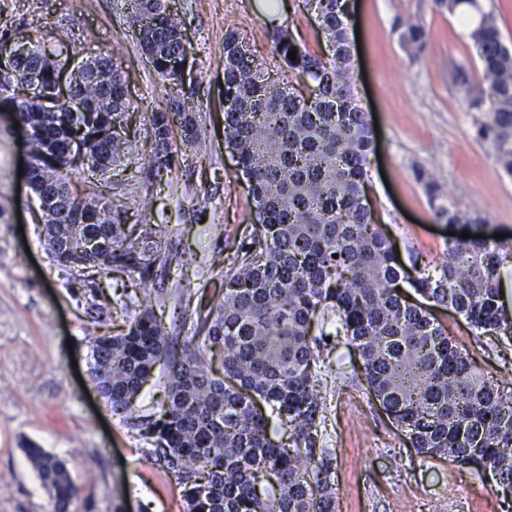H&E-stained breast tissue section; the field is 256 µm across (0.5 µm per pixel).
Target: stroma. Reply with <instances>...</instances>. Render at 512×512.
I'll use <instances>...</instances> for the list:
<instances>
[{"mask_svg": "<svg viewBox=\"0 0 512 512\" xmlns=\"http://www.w3.org/2000/svg\"><path fill=\"white\" fill-rule=\"evenodd\" d=\"M299 0H164L184 29L197 137L186 143L174 124L175 163L162 180L148 173L152 110L167 108L163 80L145 60L126 0H0V27L41 34L81 58L111 56L131 103L128 126L138 152L98 186L125 227L155 224L166 232L179 267L159 270L153 288L166 292V316L208 302L224 287L226 260L258 225L249 184L224 138V36L236 31L265 67L276 68L271 35L290 29L311 51L325 48L314 16ZM349 70L372 140L364 194L377 224L406 272L448 258L449 226L436 215L418 171L435 178L442 202L484 210L490 233L512 234V178L495 162L477 129L454 71L479 81L476 57L459 16L433 0H349ZM420 17L427 39L409 57L393 30L396 17ZM28 146L24 129L0 106V512H52L51 496L25 458L34 443L65 460L79 490L76 512H185L181 487L155 460L137 419L162 405L164 382L153 379L134 412L115 414L96 390L89 363L92 326L75 273L47 251L39 201L20 177ZM150 198V212L137 198ZM96 287L115 302L107 331L125 329L137 313L139 288L119 274H98ZM473 369L512 392V340L471 328L454 310L435 307ZM345 345L325 358L326 386L319 447L329 449L336 512H505L490 473L449 458L425 459L388 416L363 378L354 376Z\"/></svg>", "mask_w": 512, "mask_h": 512, "instance_id": "1", "label": "stroma"}]
</instances>
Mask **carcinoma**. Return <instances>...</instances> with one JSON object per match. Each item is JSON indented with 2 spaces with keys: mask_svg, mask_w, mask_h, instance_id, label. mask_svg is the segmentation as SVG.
<instances>
[{
  "mask_svg": "<svg viewBox=\"0 0 512 512\" xmlns=\"http://www.w3.org/2000/svg\"><path fill=\"white\" fill-rule=\"evenodd\" d=\"M320 11L327 53L318 55L287 30L273 32L280 70L316 84L314 97L295 93L273 76L248 44L224 37V137L234 142L237 164L263 216L260 233L244 241L224 273V296L196 311L192 336L168 330L146 305L125 332L90 341L91 374L116 413L132 409L155 370L163 373L167 399L143 417L139 430L183 485L186 512H336L331 455L316 457L320 368L327 339L345 340L361 361L362 376L386 413L404 428L423 458L446 456L490 472L512 512V394L475 373L432 314L449 306L472 328L512 338V320L501 313L498 274L504 242L488 234L461 238L439 267L417 274L401 266L391 244L372 224L363 196L371 136L366 113L353 94L347 60L348 0H302ZM139 44L166 87L180 84L170 58H186L180 22L163 0H135ZM394 31L405 52L418 56L426 33L417 16L397 18ZM481 78L459 69L468 108L487 113L479 134L491 139L495 161L512 177V47L497 18L481 15L469 31ZM296 51V60L288 58ZM57 46L39 40L6 63L0 102L10 104L29 132L31 180L38 195L74 213L50 218L43 235L52 258L66 270L89 265L147 280L155 268L180 264L153 224L127 239L108 224L112 200L71 195L75 171L68 147L82 144L88 178L103 181L129 159L134 140L119 132L130 104L107 55L95 59L105 77L75 82L71 99H57ZM155 151L149 170L169 172L172 119L154 110ZM449 224H485L483 211L437 207ZM97 239L105 249H88ZM405 282L421 301L397 290ZM90 296L95 323L110 318L99 290ZM321 315L320 335H311ZM220 353L215 376L208 353ZM24 453L48 488L52 512H71L78 490L66 463L30 444Z\"/></svg>",
  "mask_w": 512,
  "mask_h": 512,
  "instance_id": "carcinoma-1",
  "label": "carcinoma"
}]
</instances>
